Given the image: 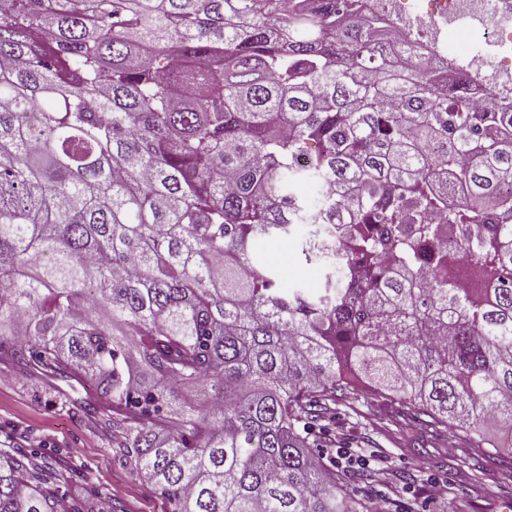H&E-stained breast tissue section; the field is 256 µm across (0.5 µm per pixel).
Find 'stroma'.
I'll return each mask as SVG.
<instances>
[{
  "label": "stroma",
  "mask_w": 512,
  "mask_h": 512,
  "mask_svg": "<svg viewBox=\"0 0 512 512\" xmlns=\"http://www.w3.org/2000/svg\"><path fill=\"white\" fill-rule=\"evenodd\" d=\"M259 249L287 282L319 287L321 269L306 263L297 238L266 240ZM483 428L492 447L443 435L429 448L419 424L403 420L396 404L369 398L336 422L337 433L353 437L351 455L377 465L349 489L384 512H505L512 504V430L495 418ZM117 444L88 378H59L0 359V448L39 467L73 506L106 499L113 512H168L167 501L131 472Z\"/></svg>",
  "instance_id": "stroma-1"
}]
</instances>
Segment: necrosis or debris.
<instances>
[{
    "label": "necrosis or debris",
    "instance_id": "1",
    "mask_svg": "<svg viewBox=\"0 0 512 512\" xmlns=\"http://www.w3.org/2000/svg\"><path fill=\"white\" fill-rule=\"evenodd\" d=\"M361 17L388 21L402 52L463 71L478 102L512 100V0H362Z\"/></svg>",
    "mask_w": 512,
    "mask_h": 512
}]
</instances>
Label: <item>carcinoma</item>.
Segmentation results:
<instances>
[{"label":"carcinoma","mask_w":512,"mask_h":512,"mask_svg":"<svg viewBox=\"0 0 512 512\" xmlns=\"http://www.w3.org/2000/svg\"><path fill=\"white\" fill-rule=\"evenodd\" d=\"M346 2L0 0V356L89 376L168 512H357L310 449L359 393L512 426V107ZM59 505L0 452V512ZM259 249L261 255L277 267L281 278L285 276L289 284L303 282L308 288L319 287L322 279L321 268L316 264L306 263L295 236L261 241Z\"/></svg>","instance_id":"carcinoma-1"}]
</instances>
